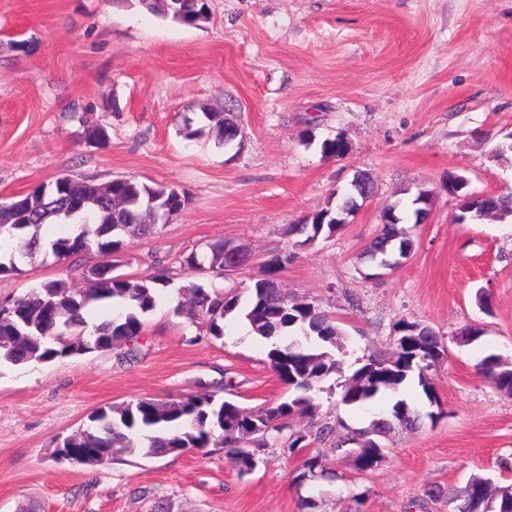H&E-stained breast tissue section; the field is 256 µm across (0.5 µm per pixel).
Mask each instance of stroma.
I'll return each instance as SVG.
<instances>
[{"instance_id": "35a3bbf8", "label": "stroma", "mask_w": 512, "mask_h": 512, "mask_svg": "<svg viewBox=\"0 0 512 512\" xmlns=\"http://www.w3.org/2000/svg\"><path fill=\"white\" fill-rule=\"evenodd\" d=\"M204 21L184 25L135 0H0V201L59 175L104 184L133 176L184 191L186 207L155 233L128 240L121 273L169 269L172 283L145 318L137 361L94 351L25 366L0 364V512H448L426 488L464 485L474 474L504 484L512 463V395L497 391L477 364L494 354L512 366V223L460 224L447 175L474 191H512V0H208ZM233 114L241 145L215 130L185 139L186 118ZM102 126L109 139L85 142ZM344 133L349 152L328 157L321 142ZM374 195L336 236L310 245L288 227L324 207L355 172ZM433 193L427 223L410 226L407 259L377 278L357 256L377 235L389 205L417 188ZM227 240L250 255L221 275L188 269L185 257ZM290 257L279 282L315 303L342 330L333 348L343 373L314 390L317 410L294 429L323 423L336 437L370 416L340 401L338 383L395 348L398 327L433 329L444 356L428 372L438 400L420 387L404 395L424 412L418 428H396L385 459L358 473L335 439L282 454L265 449L250 474L223 451L164 457L136 453L113 464H70L55 450L97 407L140 398H178L198 382H223L225 397L251 409L287 396L271 370L267 341L240 316L211 339L178 311L179 289L195 281L248 296L264 263ZM80 281L67 262L37 253L0 275V300L40 283ZM487 289L490 312L476 303ZM482 331L459 341L467 327ZM436 419H427L429 410ZM318 454L333 481L301 482Z\"/></svg>"}]
</instances>
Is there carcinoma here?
I'll return each mask as SVG.
<instances>
[{
  "instance_id": "1",
  "label": "carcinoma",
  "mask_w": 512,
  "mask_h": 512,
  "mask_svg": "<svg viewBox=\"0 0 512 512\" xmlns=\"http://www.w3.org/2000/svg\"><path fill=\"white\" fill-rule=\"evenodd\" d=\"M150 12L170 17L185 25H196L207 16L206 0H140ZM204 118L215 123L219 139L226 145L235 141L238 125L222 112H206ZM323 154L343 157L348 152L345 136L338 134L321 144ZM448 189L454 191L458 202L456 219L474 223L494 214L499 221L512 220V193L481 194L470 189V180L463 174H448ZM370 176L362 172L360 180H351L332 197L338 203L327 205L309 214L289 231L306 235V240L321 236L332 237L342 225L345 213H355L373 195ZM176 189L168 186H149L132 177H117L102 186L82 176L63 175L42 183L17 202H0V225H7L14 235L30 227H39L53 218L58 224H77L79 228L51 244L56 258L71 262L82 287L72 288L63 280H49L31 290L26 298L0 302V362L14 366L30 362H48L58 358L82 355L91 350H112L123 362H134L141 355L144 316L152 312L160 295L171 281L169 271L158 268L139 277L95 272V266L82 263L91 249L100 255L112 256L124 246L126 239L143 237L156 228V216L148 207L135 205L114 209L110 197L158 200L172 198ZM407 215L393 204L383 211L382 225L377 237L360 254L362 263H377L376 249L388 244L391 253L404 259L405 249L412 244L409 231L403 227ZM286 254H274L266 262V277L254 282L250 295L241 299L238 294L219 288H206L191 283L183 290L194 295L190 304L191 316L207 323L208 335L219 339L224 335L221 325L227 316L243 315L253 332L265 340L292 334L287 344L272 343L267 359L276 375L293 390L284 400L270 402L238 414L240 406L219 397L223 384L202 383L199 390L179 398L137 400L120 408L102 406L88 416L89 425L63 439L62 448H92V463H114L122 456L142 453L147 456H166L197 450L209 453V447L224 449L233 462L255 468L258 453L271 444L285 453L299 447L308 435L293 429L295 415H311L316 409L313 391L320 382L342 373L341 362L323 350L326 343L336 345L341 330L334 317L311 302H296L288 293L276 287V275L288 265ZM184 265L202 274H224V248L216 241L201 252H192ZM100 304L113 312L92 331H87V315ZM414 323L403 322L398 330L402 342L386 357H375L341 384V402L363 407L378 396L397 394L407 379L417 376L418 386L425 396L435 394L426 372L439 361L443 352L441 338L433 330L415 340ZM482 375L499 391L512 394V369L495 355L479 363ZM418 421L407 402L396 400L390 417L372 421L369 427L353 432L336 447L356 443L354 460L357 471L374 470L372 457L379 435L386 434L394 424L413 426ZM335 474L323 464L319 455L307 459L302 481H331ZM481 475L471 476L465 485L452 490L434 486L425 491L433 500L448 499L451 512L459 507H477L475 497Z\"/></svg>"
}]
</instances>
